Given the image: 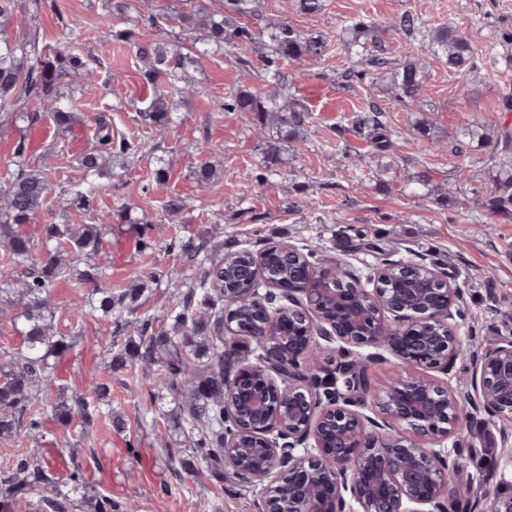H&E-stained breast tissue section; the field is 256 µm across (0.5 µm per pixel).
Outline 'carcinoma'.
Returning <instances> with one entry per match:
<instances>
[{"label": "carcinoma", "mask_w": 512, "mask_h": 512, "mask_svg": "<svg viewBox=\"0 0 512 512\" xmlns=\"http://www.w3.org/2000/svg\"><path fill=\"white\" fill-rule=\"evenodd\" d=\"M18 0H0V105L15 106L22 99L43 103L49 119L61 134L67 133L77 120L72 97L76 87L67 83L73 73L91 72L84 56L71 52H43L28 40L12 41L7 35L14 23ZM259 0H222L220 7L211 8L205 0H198L188 13L174 17L179 28L190 34L196 53L226 51L231 61L241 68L268 72L283 62L306 58L319 59L327 42L321 35H307L286 21H268L261 27H249L242 18L258 16ZM375 25L358 20L345 27L348 46L368 49L376 44L371 37ZM257 47V60L238 53V49ZM137 55L144 64V76L153 83L162 79L177 91H191L188 66L193 57L183 52L184 45L155 41L135 43ZM427 49L431 55L458 71L473 63L476 50L456 30L439 27L429 36ZM376 79L386 83L394 97L403 104L416 101L425 83L424 67L415 60L393 63L370 51L367 59ZM226 112H244L256 121L259 129L272 126L283 133V138L296 136L303 130L309 116L308 109L297 99L286 94H261L248 87H240L224 101ZM143 120L164 128L172 122L171 112L164 96L158 95L139 110ZM383 111L370 102L365 115L355 121L357 131L381 149L389 141L388 130L381 117ZM97 145L85 153L80 165L89 176L100 175L112 167V153L133 154L144 145L122 141L112 145V127L103 115L96 119ZM25 140H19L15 157L17 169L0 187V246L11 257L16 275L0 286V302L11 310L10 321L22 336L23 349L18 356L0 361V442L11 441L26 433L38 436L43 426V411L37 408L43 392L53 386L55 375L49 358L64 355L73 342L56 335L53 325V307L50 287L67 278L70 268L78 263L72 286L76 295L90 309L107 320L120 318L138 307L140 287L132 285L119 293L102 285L106 265L102 258V228L96 224H46L40 251H35L21 226L30 224L43 209L55 191L48 173L28 169L23 164ZM201 185L217 180V169L202 159L193 171ZM484 217L493 219L512 215V165L505 163L496 176L494 189L483 203ZM269 268L278 272L283 281L293 288L310 287V273L316 268L309 252L300 259L288 260V254L278 246L266 248ZM237 263L223 259L208 267L193 287L182 309L174 316L172 332L149 336L148 323L128 321L139 332L140 342H131V355L157 367L163 385L177 401L174 419L177 425H186L190 435L198 436L192 442L193 455L180 460L181 466L192 472L194 461L201 460L207 469L224 478V350L218 343L224 341V288H241L245 293L257 294L260 283L233 280ZM88 289L83 297L82 289ZM237 323L255 328L262 322L264 310L258 301L241 303L232 310ZM107 387L99 384L90 394L70 397L59 392L50 402L52 419L63 429L74 428L80 420L81 428L91 426L100 417L112 416L103 411ZM51 460L39 450L19 453L12 465L0 475V512H18L25 504V512H118L112 498L106 495L84 493L85 480L80 466L70 471L66 491L54 487Z\"/></svg>", "instance_id": "cac0c4a2"}]
</instances>
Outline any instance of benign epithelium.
<instances>
[{
  "label": "benign epithelium",
  "mask_w": 512,
  "mask_h": 512,
  "mask_svg": "<svg viewBox=\"0 0 512 512\" xmlns=\"http://www.w3.org/2000/svg\"><path fill=\"white\" fill-rule=\"evenodd\" d=\"M238 277L288 301L265 312L262 336L224 320V467L241 485L262 486V512H448L458 458L422 440L441 442L463 426L458 393L412 374L382 387L377 420L359 411L365 368L341 364L320 377L319 341L384 350L444 375L465 358L475 409L511 423L512 336L473 356L451 325L462 288L423 262L388 258L373 268L371 288H340L335 271L317 288H281L274 272L249 266ZM251 341L261 342L254 361L244 358ZM470 512H512V492L497 489Z\"/></svg>",
  "instance_id": "benign-epithelium-1"
}]
</instances>
